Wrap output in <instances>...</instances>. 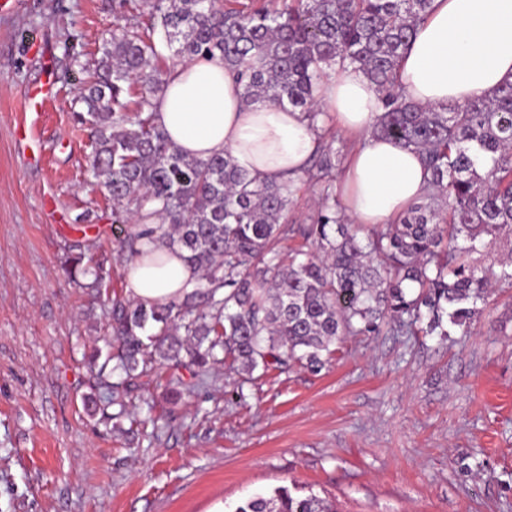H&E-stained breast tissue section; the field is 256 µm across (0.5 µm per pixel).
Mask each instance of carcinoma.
Listing matches in <instances>:
<instances>
[{
  "label": "carcinoma",
  "instance_id": "cac0c4a2",
  "mask_svg": "<svg viewBox=\"0 0 512 512\" xmlns=\"http://www.w3.org/2000/svg\"><path fill=\"white\" fill-rule=\"evenodd\" d=\"M148 23L116 21L79 101L94 138L91 171L112 201L116 245L126 260L151 259L161 241L200 271L193 289L168 302L108 297L112 342L89 355L94 410L119 425L136 382L229 364L248 376L294 365L325 367L350 336L389 328L417 336L470 332L491 289L512 288V249L500 271L483 250L512 235V82L465 106L422 107L398 86V62L432 0H279L238 7L224 0H140ZM168 55H163L156 33ZM247 104L301 110L320 131L313 164L298 180L257 181L229 152L191 157L154 120L168 71L215 53ZM362 70L380 95L377 132L419 152L431 190L392 224H347L336 208L344 160L325 140L315 108L321 79ZM138 86L137 98L124 93ZM318 195L309 224L288 214L301 184ZM299 240L288 249L283 243ZM77 242L68 280L106 286V260ZM117 412H108L111 407ZM233 512H338L298 486L256 494Z\"/></svg>",
  "mask_w": 512,
  "mask_h": 512
}]
</instances>
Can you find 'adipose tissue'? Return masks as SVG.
<instances>
[{
    "instance_id": "ef3b65f1",
    "label": "adipose tissue",
    "mask_w": 512,
    "mask_h": 512,
    "mask_svg": "<svg viewBox=\"0 0 512 512\" xmlns=\"http://www.w3.org/2000/svg\"><path fill=\"white\" fill-rule=\"evenodd\" d=\"M407 101L444 107L492 96L512 81V0H434L399 61ZM337 127L360 136L343 176L346 213L357 224H386L428 190L417 151L375 134L382 113L374 84L347 68L316 91ZM154 118L184 152L196 158L231 153L253 178H294L317 143L299 110L245 104L221 55L176 66L155 100ZM159 263L126 265L128 298L166 301L191 291L200 273L178 251L157 244Z\"/></svg>"
}]
</instances>
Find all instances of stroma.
I'll list each match as a JSON object with an SVG mask.
<instances>
[{
    "instance_id": "stroma-1",
    "label": "stroma",
    "mask_w": 512,
    "mask_h": 512,
    "mask_svg": "<svg viewBox=\"0 0 512 512\" xmlns=\"http://www.w3.org/2000/svg\"><path fill=\"white\" fill-rule=\"evenodd\" d=\"M112 4L21 0L0 15V512H233L293 480L339 512H512L509 288L465 336H353L317 375L186 370L196 391L175 403L166 377L145 378L120 426L92 415L86 357L106 319L66 281L69 245L100 238L113 287L126 281L67 55L94 66ZM46 72L55 96L30 145L15 127ZM149 410L158 425L139 426Z\"/></svg>"
}]
</instances>
